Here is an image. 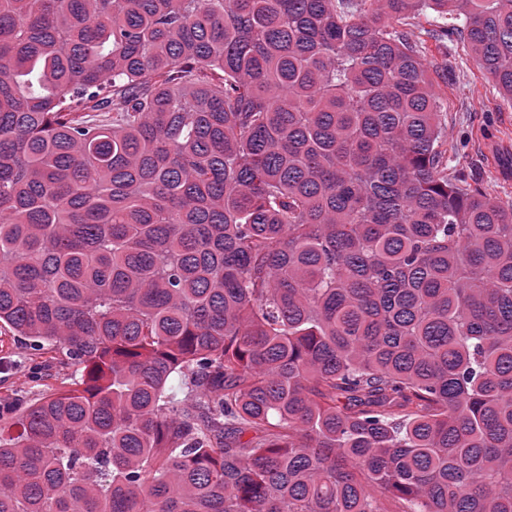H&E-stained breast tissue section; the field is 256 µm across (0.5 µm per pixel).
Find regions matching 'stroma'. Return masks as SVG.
<instances>
[{"instance_id":"1","label":"stroma","mask_w":512,"mask_h":512,"mask_svg":"<svg viewBox=\"0 0 512 512\" xmlns=\"http://www.w3.org/2000/svg\"><path fill=\"white\" fill-rule=\"evenodd\" d=\"M425 63L447 114L448 156L469 181L512 200V101L459 42L429 40ZM80 365L31 354L0 325V398L33 400L73 388Z\"/></svg>"}]
</instances>
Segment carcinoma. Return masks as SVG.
Masks as SVG:
<instances>
[{
	"instance_id": "1",
	"label": "carcinoma",
	"mask_w": 512,
	"mask_h": 512,
	"mask_svg": "<svg viewBox=\"0 0 512 512\" xmlns=\"http://www.w3.org/2000/svg\"><path fill=\"white\" fill-rule=\"evenodd\" d=\"M432 13L512 100V0H0V324L83 366L0 512H512V201ZM425 63L447 113L448 157L469 181L512 200V101L460 42L428 39Z\"/></svg>"
}]
</instances>
